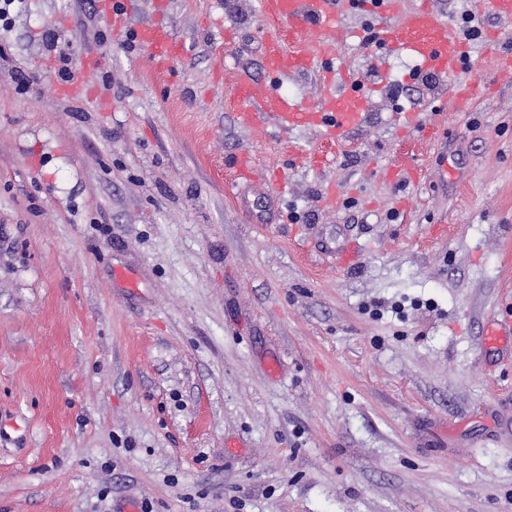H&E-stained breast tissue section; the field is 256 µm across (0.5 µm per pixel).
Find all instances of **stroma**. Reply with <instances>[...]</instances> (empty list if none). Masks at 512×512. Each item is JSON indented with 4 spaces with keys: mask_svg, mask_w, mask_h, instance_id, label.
<instances>
[{
    "mask_svg": "<svg viewBox=\"0 0 512 512\" xmlns=\"http://www.w3.org/2000/svg\"><path fill=\"white\" fill-rule=\"evenodd\" d=\"M426 1L479 19L466 67L379 69L370 16L339 12L336 70L375 92L328 146L224 107L264 74L259 0H132L121 33L112 0H21L0 28V512H512V355L482 346L512 320V79L489 0L399 13ZM158 18L163 75L126 44ZM348 242L350 269L329 255Z\"/></svg>",
    "mask_w": 512,
    "mask_h": 512,
    "instance_id": "1",
    "label": "stroma"
}]
</instances>
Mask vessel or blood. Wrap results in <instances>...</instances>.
<instances>
[{"label": "vessel or blood", "mask_w": 512, "mask_h": 512, "mask_svg": "<svg viewBox=\"0 0 512 512\" xmlns=\"http://www.w3.org/2000/svg\"><path fill=\"white\" fill-rule=\"evenodd\" d=\"M356 9L372 10L381 31L380 51L389 55L396 50L408 51L419 61L423 71L445 77L461 68L466 47L448 33V23L430 5H423L402 21H395L398 0H347ZM335 0H261L264 17L295 34L308 25H316L322 39L312 54L288 50L276 31L266 34L259 51L265 62V83H240L232 97L226 99L236 125L253 131L265 125L282 129L317 130L328 142L346 139L364 118L369 91L347 80H336L333 67L336 44L342 33L336 24ZM137 41L147 49L153 69L167 66L176 52L170 32L161 23L150 22L136 28ZM321 65L324 84L318 102L308 106L281 92L282 83Z\"/></svg>", "instance_id": "1"}]
</instances>
